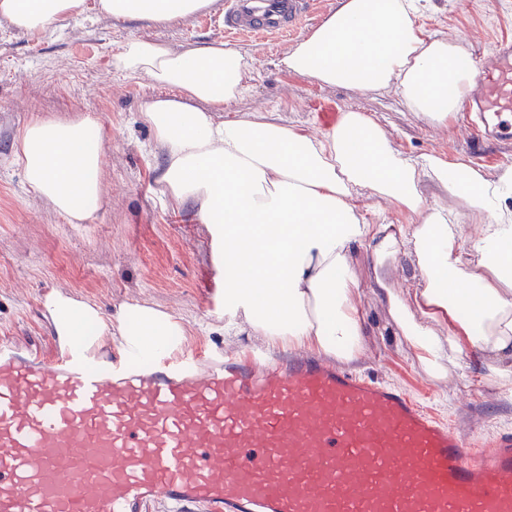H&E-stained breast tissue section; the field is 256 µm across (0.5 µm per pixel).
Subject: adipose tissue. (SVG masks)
<instances>
[{
	"instance_id": "ef3b65f1",
	"label": "adipose tissue",
	"mask_w": 512,
	"mask_h": 512,
	"mask_svg": "<svg viewBox=\"0 0 512 512\" xmlns=\"http://www.w3.org/2000/svg\"><path fill=\"white\" fill-rule=\"evenodd\" d=\"M214 0H96L99 14L167 24L208 10ZM86 0H0V21L35 34L82 16ZM421 0H340L281 60L285 71L361 92L397 87L411 112L441 125L473 83L459 41L424 37ZM132 77L167 87L140 116L164 152L159 180L176 203L195 201L224 252V312L269 342L305 345L339 358L360 347L353 301L355 255L363 253L402 335L434 378L461 344L512 359V167L487 176L463 160L395 151L366 114L345 112L320 135L263 115L219 119L246 90L248 63L213 41L173 48L133 37L113 57ZM102 131L89 114L31 120L15 161L28 186L69 223L89 220L101 197ZM431 182L480 220L464 239L455 211L427 203ZM363 189L393 201L406 224H373L351 203ZM415 261L423 286L415 307L386 285L400 256ZM45 305L58 333L89 351L118 333L125 344L170 350L182 326L161 311L125 306L117 324L66 294ZM447 333H440V326Z\"/></svg>"
}]
</instances>
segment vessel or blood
Masks as SVG:
<instances>
[{
    "label": "vessel or blood",
    "mask_w": 512,
    "mask_h": 512,
    "mask_svg": "<svg viewBox=\"0 0 512 512\" xmlns=\"http://www.w3.org/2000/svg\"><path fill=\"white\" fill-rule=\"evenodd\" d=\"M312 0H226L282 35ZM472 143L512 140V41L475 63ZM0 342V512H512V431L468 443L404 389L328 359H88Z\"/></svg>",
    "instance_id": "obj_1"
}]
</instances>
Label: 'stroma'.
Returning <instances> with one entry per match:
<instances>
[{
  "label": "stroma",
  "mask_w": 512,
  "mask_h": 512,
  "mask_svg": "<svg viewBox=\"0 0 512 512\" xmlns=\"http://www.w3.org/2000/svg\"><path fill=\"white\" fill-rule=\"evenodd\" d=\"M224 2L161 26L92 11L37 34L0 23V339L51 355L54 328L45 300L64 292L96 305L107 319L128 304L166 313L185 329L183 350L233 353L266 343L251 330L229 328L224 264L211 227L198 221L195 204L172 206L163 193L162 151L140 118L144 99L161 89L112 65L130 37L153 36L176 47L217 40L239 51L250 65L247 90L225 117L267 114L317 134L328 129L318 114L329 105L365 113L408 155H461L490 176L512 166V145L473 151L461 115L430 124L403 106L395 87L362 93L284 72L280 60L298 36L225 35L217 24ZM417 23L425 36L460 40L471 59L486 54L492 40L512 39V0H430ZM86 113L103 132L102 202L90 221L70 224L28 187L13 143L34 117ZM356 275L363 338L352 367L407 390L466 440L512 429V382L497 376L492 356L463 347L443 378L430 377L389 315L366 262L357 264Z\"/></svg>",
  "instance_id": "35a3bbf8"
}]
</instances>
